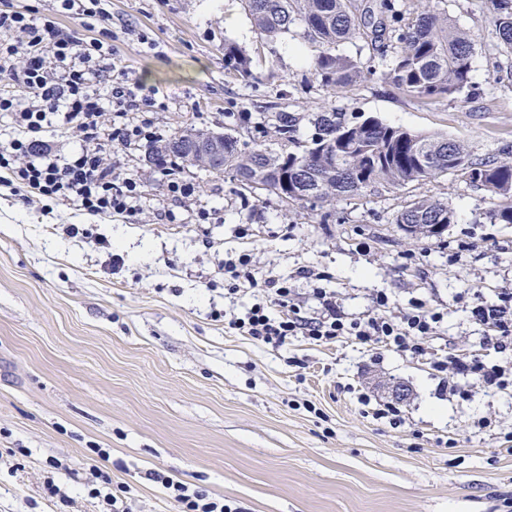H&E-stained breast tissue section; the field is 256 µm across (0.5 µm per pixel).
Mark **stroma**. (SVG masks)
<instances>
[{
	"instance_id": "1",
	"label": "stroma",
	"mask_w": 512,
	"mask_h": 512,
	"mask_svg": "<svg viewBox=\"0 0 512 512\" xmlns=\"http://www.w3.org/2000/svg\"><path fill=\"white\" fill-rule=\"evenodd\" d=\"M432 5L475 39L468 107L400 94L379 77L389 56L376 53L362 58L371 76L347 94L304 84L307 48L289 36L262 41L240 0H111L123 30L118 63L164 97L166 110L150 118L166 137L219 130L227 113L276 102L372 116L491 153L512 135V53L484 0ZM228 42L252 57L255 79L227 74ZM148 152L103 149L107 163L146 180L130 223L46 212L0 186V512H101L88 495L100 463L125 487L130 512H175L152 471L223 498L231 512H512V386L476 384L452 399L430 364L451 354L507 359L469 313L474 298L512 288V224L485 220L487 192L457 172L339 202L325 223L322 208L294 213L188 165L181 176L195 193L177 206ZM425 195L447 198L457 220L440 238L406 237L393 218ZM170 208L177 223H161ZM202 208L211 223H199ZM68 224L83 235H68ZM242 251L259 278L290 280L303 316L318 312L315 283L302 275L313 269L327 273L323 286L346 317L374 313L383 292L398 310L420 299L445 312L444 330L421 356L347 337L257 345L224 322L262 300L256 288L224 291V257ZM398 383L410 390L398 402L404 423L366 415L361 397L392 401ZM484 417L493 431L478 429ZM50 459L62 470L50 471ZM49 476L70 505L45 495Z\"/></svg>"
}]
</instances>
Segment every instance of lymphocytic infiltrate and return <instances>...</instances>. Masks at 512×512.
Instances as JSON below:
<instances>
[{"instance_id":"1","label":"lymphocytic infiltrate","mask_w":512,"mask_h":512,"mask_svg":"<svg viewBox=\"0 0 512 512\" xmlns=\"http://www.w3.org/2000/svg\"><path fill=\"white\" fill-rule=\"evenodd\" d=\"M71 17L80 20V29L65 26ZM112 25L108 0H52L43 11L0 0V113L15 125L13 138L0 142V172L5 185L29 201L49 200L91 216L134 221L141 213L145 182L106 165L102 143L113 142L126 153L144 143H162L164 135L148 115L165 104L117 67ZM73 133L80 135V147L62 154L61 140ZM264 286L269 304L253 305L228 325L265 345L280 346L298 335L321 343L348 336L419 355L424 339L438 335L445 318L421 300L390 315L389 298L380 293L375 297L377 314L350 320L337 310L332 292L319 286L313 297L322 312L308 318L287 282L270 277ZM272 305L278 314L269 313ZM470 313L493 336L498 350L512 348V291L499 292L492 303L475 300ZM432 366L455 374L448 384L452 396L465 395V378L498 389L512 385V368L488 364L475 354L438 357ZM154 479L180 512H225L223 499L206 490L189 488L171 475L158 473Z\"/></svg>"}]
</instances>
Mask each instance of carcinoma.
I'll use <instances>...</instances> for the list:
<instances>
[{
	"mask_svg": "<svg viewBox=\"0 0 512 512\" xmlns=\"http://www.w3.org/2000/svg\"><path fill=\"white\" fill-rule=\"evenodd\" d=\"M263 40L284 35L300 38L312 52L310 81L344 94L366 77L361 58L340 50L392 53L381 78L405 96L432 102L469 103L475 48L469 31L431 8L432 0H412L411 18L403 21L399 0H241ZM499 45L512 53V0H486ZM224 67L251 79V59L233 42L224 43ZM268 126L283 148L275 151L224 134V170L249 192L264 190L291 207L332 205L382 185L401 188L436 180L457 170L471 185L496 200L486 212L491 224H512V142L494 153L471 154L464 144L426 135L375 118L334 109L321 112L269 113ZM312 127L301 138V124ZM195 135L179 132L149 159L159 164L174 158L190 164L181 143ZM395 224H427V237L439 238L455 223L448 203L427 197L412 200L393 219Z\"/></svg>",
	"mask_w": 512,
	"mask_h": 512,
	"instance_id": "obj_1",
	"label": "carcinoma"
}]
</instances>
